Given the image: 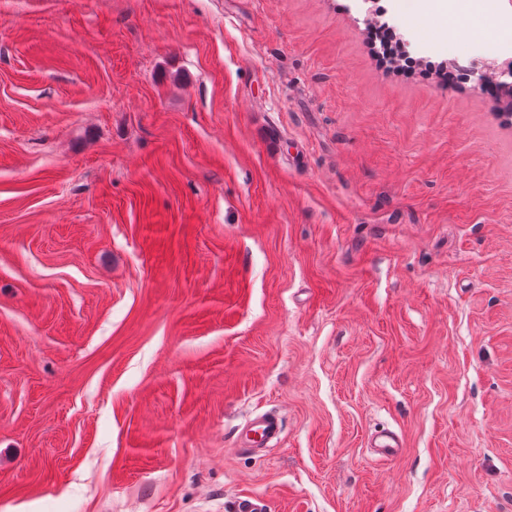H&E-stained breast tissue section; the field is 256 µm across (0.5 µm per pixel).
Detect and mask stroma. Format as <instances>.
I'll return each instance as SVG.
<instances>
[{
	"label": "stroma",
	"instance_id": "1",
	"mask_svg": "<svg viewBox=\"0 0 512 512\" xmlns=\"http://www.w3.org/2000/svg\"><path fill=\"white\" fill-rule=\"evenodd\" d=\"M366 19L0 0V512H512V119ZM283 433L281 417L275 413H261L250 418L241 431L240 449L259 452L278 442ZM403 442L390 430L377 431L368 440L367 448L379 459H396L402 454Z\"/></svg>",
	"mask_w": 512,
	"mask_h": 512
}]
</instances>
